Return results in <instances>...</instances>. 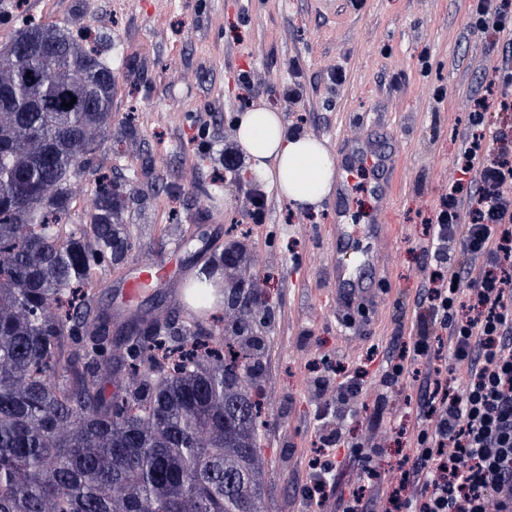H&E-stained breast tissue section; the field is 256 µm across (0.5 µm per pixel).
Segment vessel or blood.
Segmentation results:
<instances>
[{
    "mask_svg": "<svg viewBox=\"0 0 512 512\" xmlns=\"http://www.w3.org/2000/svg\"><path fill=\"white\" fill-rule=\"evenodd\" d=\"M336 153L340 162L336 195L344 200L350 196L359 169L371 168L380 172L390 163L388 153L372 137L340 138L336 142ZM393 192L391 183L376 182L373 194L377 206L370 223L352 224L348 221L347 211L341 209L336 213V257L327 269L334 287L336 304L341 309L351 310L376 300L369 274L380 262V247L387 245L394 235V227L388 222L385 208Z\"/></svg>",
    "mask_w": 512,
    "mask_h": 512,
    "instance_id": "b4317fda",
    "label": "vessel or blood"
}]
</instances>
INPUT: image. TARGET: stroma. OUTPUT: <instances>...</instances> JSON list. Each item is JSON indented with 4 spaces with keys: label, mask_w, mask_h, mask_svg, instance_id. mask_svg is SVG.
Listing matches in <instances>:
<instances>
[{
    "label": "stroma",
    "mask_w": 512,
    "mask_h": 512,
    "mask_svg": "<svg viewBox=\"0 0 512 512\" xmlns=\"http://www.w3.org/2000/svg\"><path fill=\"white\" fill-rule=\"evenodd\" d=\"M0 43L23 15L80 33L112 37V131L126 117L137 128L128 153L112 159L113 177L131 192L124 220L137 241L106 275L102 306L173 311L170 292L223 252L245 244L250 267L238 290L261 289L252 332L261 342L255 382L266 423L259 446L266 462L268 512H311L302 496L315 436L334 425L333 392H319L310 362L367 363L355 411L343 429L350 441L376 447L374 462L391 479L414 414L383 398L379 363L394 337L408 336L428 256L414 250L421 213L448 190L461 145L467 102L488 82L490 67L512 54L502 34L485 54L468 31L467 0H1ZM428 65H421V58ZM247 71L257 102L278 101L283 84L300 78L302 99L284 114L289 128L334 149L342 136L383 138L394 157L397 188L387 201L398 232L383 248L376 306L354 311L364 341L352 346L330 296L334 198L317 213L295 211L269 193L261 223L248 217L250 163L224 173L239 112L238 75ZM343 72L336 84L330 76ZM160 267L151 288L128 298L129 281Z\"/></svg>",
    "instance_id": "stroma-1"
}]
</instances>
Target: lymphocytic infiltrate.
Masks as SVG:
<instances>
[{
  "mask_svg": "<svg viewBox=\"0 0 512 512\" xmlns=\"http://www.w3.org/2000/svg\"><path fill=\"white\" fill-rule=\"evenodd\" d=\"M470 35L494 46L512 31V0H471ZM512 58L473 99L455 178L424 217L416 248L429 256L413 332L381 363L384 393L420 383L414 446L386 484L383 512H512ZM303 497L324 512L337 448L350 446L360 483L342 512H376L375 448L347 444L342 429L317 436Z\"/></svg>",
  "mask_w": 512,
  "mask_h": 512,
  "instance_id": "1",
  "label": "lymphocytic infiltrate"
}]
</instances>
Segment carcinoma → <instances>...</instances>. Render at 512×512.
<instances>
[{"mask_svg":"<svg viewBox=\"0 0 512 512\" xmlns=\"http://www.w3.org/2000/svg\"><path fill=\"white\" fill-rule=\"evenodd\" d=\"M24 36L61 55L27 57L41 81L15 87L3 61ZM63 56L89 87H69ZM6 87L24 111L0 112V512H267L246 311L226 340L171 312L142 314L136 336L134 322L112 330L99 306L101 275L136 246L127 185L99 161L125 143L112 138V59L23 18L0 44ZM87 169L89 193L74 187ZM217 261L190 284L203 313L221 295Z\"/></svg>","mask_w":512,"mask_h":512,"instance_id":"1","label":"carcinoma"}]
</instances>
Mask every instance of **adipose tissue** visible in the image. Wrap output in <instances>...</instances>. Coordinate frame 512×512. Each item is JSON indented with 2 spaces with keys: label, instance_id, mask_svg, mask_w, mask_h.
<instances>
[{
  "label": "adipose tissue",
  "instance_id": "adipose-tissue-1",
  "mask_svg": "<svg viewBox=\"0 0 512 512\" xmlns=\"http://www.w3.org/2000/svg\"><path fill=\"white\" fill-rule=\"evenodd\" d=\"M235 139L253 170L294 209L320 205L336 185L335 158L309 133H292L281 111L262 104L244 110Z\"/></svg>",
  "mask_w": 512,
  "mask_h": 512
}]
</instances>
